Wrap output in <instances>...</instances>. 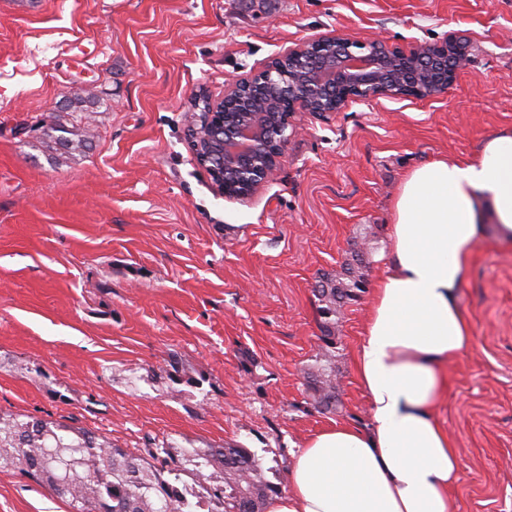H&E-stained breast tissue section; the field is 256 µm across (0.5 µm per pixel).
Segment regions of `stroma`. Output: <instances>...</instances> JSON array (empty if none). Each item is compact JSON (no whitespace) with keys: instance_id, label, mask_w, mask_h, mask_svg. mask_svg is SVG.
Returning a JSON list of instances; mask_svg holds the SVG:
<instances>
[{"instance_id":"stroma-1","label":"stroma","mask_w":512,"mask_h":512,"mask_svg":"<svg viewBox=\"0 0 512 512\" xmlns=\"http://www.w3.org/2000/svg\"><path fill=\"white\" fill-rule=\"evenodd\" d=\"M470 56L433 99L379 97L298 115L253 197L215 191L185 140L190 102L325 35ZM92 131L82 155L42 143ZM512 130V0H0V413L82 428L141 452L238 442L291 490L293 452L331 422L366 425L352 365L386 272L407 173L472 160ZM368 290L343 308L336 413L311 406L313 289L354 243ZM475 342L437 412L459 459L453 512H512V244L486 236L459 291ZM248 349L251 362L239 352ZM193 384L167 378L172 361ZM0 512H71L0 468ZM48 147L58 150L62 148L64 153L73 154L86 147L87 139L80 127L72 124L71 127L54 122L43 131Z\"/></svg>"}]
</instances>
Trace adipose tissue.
Masks as SVG:
<instances>
[{"label": "adipose tissue", "instance_id": "ef3b65f1", "mask_svg": "<svg viewBox=\"0 0 512 512\" xmlns=\"http://www.w3.org/2000/svg\"><path fill=\"white\" fill-rule=\"evenodd\" d=\"M512 241V131L474 161L413 169L393 205L387 272L353 353L370 422L332 423L293 455L267 512H451L458 456L436 404L474 336L458 295L486 230Z\"/></svg>", "mask_w": 512, "mask_h": 512}]
</instances>
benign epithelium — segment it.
Returning <instances> with one entry per match:
<instances>
[{
  "mask_svg": "<svg viewBox=\"0 0 512 512\" xmlns=\"http://www.w3.org/2000/svg\"><path fill=\"white\" fill-rule=\"evenodd\" d=\"M467 63L465 47L446 40L409 48L381 36L304 40L228 83L223 98L194 99L188 141L219 193L247 199L277 170L297 114L337 112L381 95L434 98Z\"/></svg>",
  "mask_w": 512,
  "mask_h": 512,
  "instance_id": "obj_1",
  "label": "benign epithelium"
}]
</instances>
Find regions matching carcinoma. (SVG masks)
I'll list each match as a JSON object with an SVG mask.
<instances>
[{
    "label": "carcinoma",
    "instance_id": "carcinoma-1",
    "mask_svg": "<svg viewBox=\"0 0 512 512\" xmlns=\"http://www.w3.org/2000/svg\"><path fill=\"white\" fill-rule=\"evenodd\" d=\"M43 136L48 147L67 154L87 143L74 124L54 122ZM367 265L366 253L356 249L340 274H322L314 288L325 363L307 373L306 392L319 411L336 410L330 350L343 307L364 292ZM1 448L4 464L47 483L73 512H264L279 493L261 459L240 443L177 448L163 442L143 456L85 429L0 414Z\"/></svg>",
    "mask_w": 512,
    "mask_h": 512
}]
</instances>
